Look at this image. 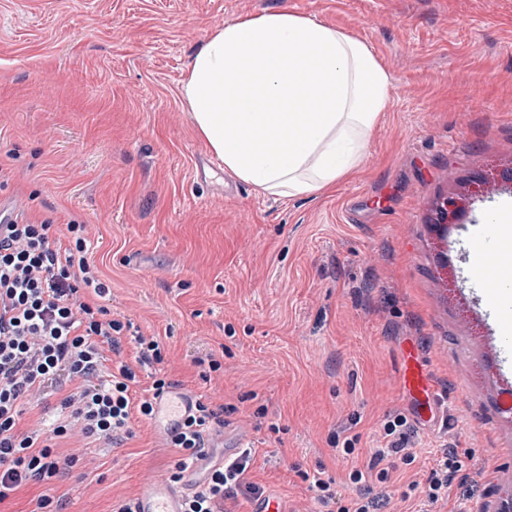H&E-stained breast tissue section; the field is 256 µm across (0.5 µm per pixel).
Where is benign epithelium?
Instances as JSON below:
<instances>
[{
	"label": "benign epithelium",
	"mask_w": 512,
	"mask_h": 512,
	"mask_svg": "<svg viewBox=\"0 0 512 512\" xmlns=\"http://www.w3.org/2000/svg\"><path fill=\"white\" fill-rule=\"evenodd\" d=\"M499 188L512 189V163L474 173L458 191L437 206L436 216L430 224L432 231L439 239H447L449 228L464 223L475 202Z\"/></svg>",
	"instance_id": "benign-epithelium-1"
}]
</instances>
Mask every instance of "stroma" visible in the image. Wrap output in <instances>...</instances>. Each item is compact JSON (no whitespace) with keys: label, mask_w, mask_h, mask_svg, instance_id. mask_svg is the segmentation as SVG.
Segmentation results:
<instances>
[{"label":"stroma","mask_w":512,"mask_h":512,"mask_svg":"<svg viewBox=\"0 0 512 512\" xmlns=\"http://www.w3.org/2000/svg\"><path fill=\"white\" fill-rule=\"evenodd\" d=\"M368 43L393 103L361 171L279 201L225 173L179 86L215 27L279 9ZM512 161V0H0V211L89 224L108 306L164 344L181 389L236 405L211 453L241 441L247 473L284 512H313L302 473L367 469L384 421L403 414L415 460L368 484L395 512L442 451L454 478L436 512H493L512 489V355L468 284L472 226L512 201L476 202L448 235L440 280L436 203L475 170ZM413 346L435 411L400 385ZM229 348L202 380L198 357ZM123 448L59 484L64 512H112L165 480L175 449L149 421ZM356 452L343 456L345 440Z\"/></svg>","instance_id":"1"}]
</instances>
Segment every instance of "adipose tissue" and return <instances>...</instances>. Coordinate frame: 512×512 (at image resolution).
<instances>
[{"label":"adipose tissue","mask_w":512,"mask_h":512,"mask_svg":"<svg viewBox=\"0 0 512 512\" xmlns=\"http://www.w3.org/2000/svg\"><path fill=\"white\" fill-rule=\"evenodd\" d=\"M393 81L344 29L276 10L211 30L180 96L225 171L274 199L316 197L360 169L391 104ZM512 235V206L469 239L471 284L485 287L481 247Z\"/></svg>","instance_id":"1"}]
</instances>
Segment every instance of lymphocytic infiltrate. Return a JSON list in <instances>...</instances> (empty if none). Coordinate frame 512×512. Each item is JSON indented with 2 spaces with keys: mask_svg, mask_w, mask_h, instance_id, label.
Here are the masks:
<instances>
[{
  "mask_svg": "<svg viewBox=\"0 0 512 512\" xmlns=\"http://www.w3.org/2000/svg\"><path fill=\"white\" fill-rule=\"evenodd\" d=\"M49 222L0 212V503L17 489L48 484L74 467L94 464L99 451L121 447L134 436L135 418L150 419L153 403L174 388L162 368L164 347L133 322L111 317L109 286L90 261L89 225H68V242L52 238ZM136 348L135 363L121 359L123 339ZM149 368L141 387L136 366ZM58 396L48 417L24 423L26 411ZM234 405L197 399L182 426L166 439L175 448L170 482L180 483L188 465L203 460L208 439L221 435ZM407 418L383 426L384 446L368 470L387 482L386 459L412 462L406 452ZM76 448L60 454L61 442ZM251 449L210 468L185 499L184 512H225L227 500L261 498V485L247 481Z\"/></svg>",
  "mask_w": 512,
  "mask_h": 512,
  "instance_id": "1",
  "label": "lymphocytic infiltrate"
}]
</instances>
